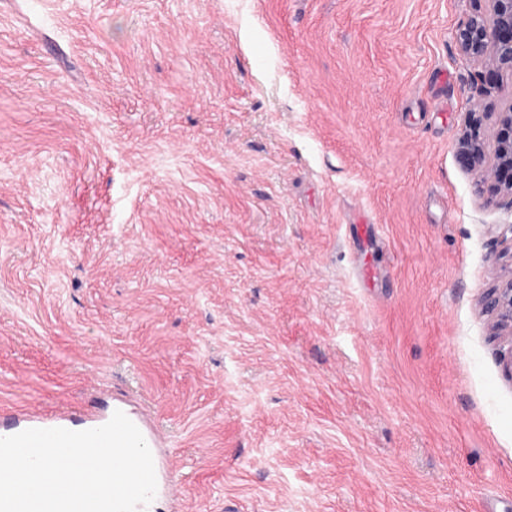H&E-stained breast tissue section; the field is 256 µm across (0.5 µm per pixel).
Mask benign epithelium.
I'll return each mask as SVG.
<instances>
[{"label":"benign epithelium","instance_id":"benign-epithelium-1","mask_svg":"<svg viewBox=\"0 0 512 512\" xmlns=\"http://www.w3.org/2000/svg\"><path fill=\"white\" fill-rule=\"evenodd\" d=\"M487 9L458 29L456 43L471 64L512 73V0H485ZM457 150L469 160L474 191L482 195L486 182L498 185L499 204L512 209V95L497 112L486 111L483 95L473 98ZM483 309L494 317L495 335L512 342V270L488 290Z\"/></svg>","mask_w":512,"mask_h":512}]
</instances>
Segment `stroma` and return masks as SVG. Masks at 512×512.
<instances>
[{"label":"stroma","instance_id":"obj_1","mask_svg":"<svg viewBox=\"0 0 512 512\" xmlns=\"http://www.w3.org/2000/svg\"><path fill=\"white\" fill-rule=\"evenodd\" d=\"M474 9L0 0V407L146 413L154 512H512Z\"/></svg>","mask_w":512,"mask_h":512}]
</instances>
